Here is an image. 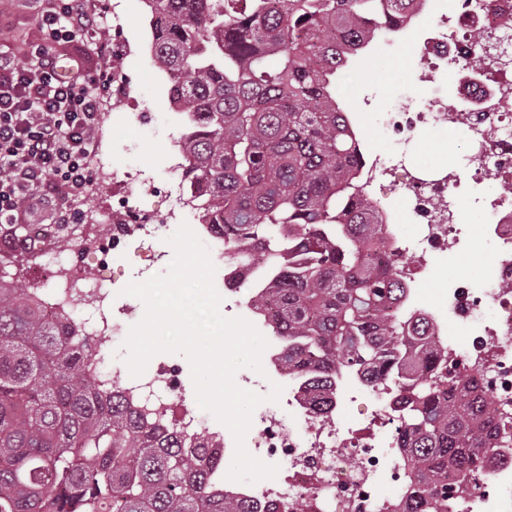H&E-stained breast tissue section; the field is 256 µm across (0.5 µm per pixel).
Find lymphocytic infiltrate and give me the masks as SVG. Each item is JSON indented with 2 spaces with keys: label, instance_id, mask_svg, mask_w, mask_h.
I'll list each match as a JSON object with an SVG mask.
<instances>
[{
  "label": "lymphocytic infiltrate",
  "instance_id": "1",
  "mask_svg": "<svg viewBox=\"0 0 512 512\" xmlns=\"http://www.w3.org/2000/svg\"><path fill=\"white\" fill-rule=\"evenodd\" d=\"M92 0H47L41 41L24 61L0 53V222L64 227L78 223L74 207L92 184L91 154L112 80L104 46L72 58L60 78L58 45L100 29Z\"/></svg>",
  "mask_w": 512,
  "mask_h": 512
}]
</instances>
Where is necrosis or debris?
I'll return each instance as SVG.
<instances>
[{"label":"necrosis or debris","mask_w":512,"mask_h":512,"mask_svg":"<svg viewBox=\"0 0 512 512\" xmlns=\"http://www.w3.org/2000/svg\"><path fill=\"white\" fill-rule=\"evenodd\" d=\"M405 29L421 39L415 83L425 88L442 74L458 73L463 103L452 113L442 98L426 97L419 106L414 97H404L384 112L385 127L398 144L420 127L443 120L464 127L473 144L466 176L477 185L512 184V0H421ZM475 32L501 36L495 52L502 61L471 80L467 63L474 53ZM169 158L177 176L159 192L165 208L148 205L126 182H113L108 233L92 223L73 236L68 253L41 251L38 262L46 277L36 299L49 319L79 322L88 339L93 374L104 383L121 381L137 412L179 433L207 440L230 457L235 453L233 438L212 425L194 391L182 384L177 366L159 361L138 377L130 376L124 364L109 371L103 368L104 350L113 336L141 315L135 306L116 305L111 268L134 256L157 261L156 245L175 222L191 226L215 255L214 285L223 298L225 316L244 318L269 337L267 323L255 314L251 302L240 289L228 285L232 271L223 261V237L211 225L199 223L196 210L185 205L189 189L179 152L171 151ZM360 176L366 198L385 224L387 255L415 256L413 264L398 268L407 286L406 313L426 315L432 322L434 338L446 353L449 379H477L494 406L512 410V290L503 286L512 279V195L498 192L483 200L491 217L484 232L497 254L493 270L497 289L478 292L460 278L448 286L447 306L426 310L418 284L427 277L434 257L457 253L462 247L457 219L462 175L451 170L439 179H425L408 168L402 152L395 150L367 154ZM392 177L416 218L413 235L403 234L394 224L391 209L376 190L379 181ZM83 257L95 261L96 275L85 273L79 263ZM278 353V340L269 337L263 353L265 378L236 380L239 387L254 392L274 383L283 388L279 402L253 417L245 438L247 451L277 466L278 472L275 478L254 484L225 481V492L243 497L258 512H401L410 465L400 446L398 386L370 387L359 376L338 375L330 416L322 419L313 413L309 376L284 371ZM358 406L363 409L360 428L349 418ZM453 502V512H512V448L501 449L490 466L474 474L470 491Z\"/></svg>","instance_id":"4bbe7bcc"}]
</instances>
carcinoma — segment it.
<instances>
[{"mask_svg":"<svg viewBox=\"0 0 512 512\" xmlns=\"http://www.w3.org/2000/svg\"><path fill=\"white\" fill-rule=\"evenodd\" d=\"M155 61L186 75L177 141L205 187L202 223L224 260L262 269L253 306L290 372L361 367L402 382L411 461L404 512H448L474 464L512 441L476 380L435 369L426 324L399 316L404 288L357 182L359 139L336 94L354 97L336 44L356 46L411 0H143ZM473 71L498 60L480 32ZM0 265V512H250L224 497V461L145 421L117 384L99 388L84 336L52 321ZM326 380H312L324 413Z\"/></svg>","mask_w":512,"mask_h":512,"instance_id":"carcinoma-1","label":"carcinoma"}]
</instances>
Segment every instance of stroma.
Returning <instances> with one entry per match:
<instances>
[{
	"label": "stroma",
	"mask_w": 512,
	"mask_h": 512,
	"mask_svg": "<svg viewBox=\"0 0 512 512\" xmlns=\"http://www.w3.org/2000/svg\"><path fill=\"white\" fill-rule=\"evenodd\" d=\"M119 9L123 25L129 38L131 54L123 61V71L133 85L132 96L152 99L159 92L158 84L137 85L140 67H153L149 50V27L143 6L132 0H122ZM39 4L37 0H5L0 6V52L24 59L30 46L40 40L38 28ZM418 45L411 34L398 37L393 50L383 53L366 50L353 61L363 82V93L375 96L380 106L392 107L405 93L411 72L417 64ZM343 107L349 112L361 114V137L365 151L388 152L395 142L381 123V117L372 112H361L360 99H346ZM127 98L108 95L96 140L100 144L108 165L117 171L116 178L131 181L137 173L163 184L169 179L167 173L168 153L174 147L172 126L154 117H145L143 123L128 124L124 114L128 111ZM472 148L468 133L454 129L444 131L425 128L417 131L403 152L407 164L426 168L462 169L464 159ZM113 178V179H116ZM108 177H95L92 186L76 202L80 213L110 210L112 206V181ZM495 184L478 186L474 193L465 195L460 209V221L467 224L471 236L465 249L446 258L433 260L430 276L421 283L423 303L430 307L447 302V287L458 277L468 278L474 288L491 287V268L495 254L489 239L483 233L484 216L478 208L477 196L489 194Z\"/></svg>",
	"instance_id": "35a3bbf8"
}]
</instances>
